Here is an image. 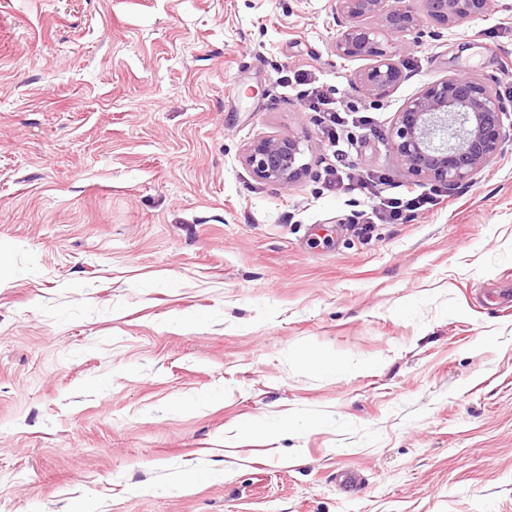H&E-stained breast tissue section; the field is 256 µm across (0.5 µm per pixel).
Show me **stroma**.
Returning <instances> with one entry per match:
<instances>
[{
    "label": "stroma",
    "instance_id": "35a3bbf8",
    "mask_svg": "<svg viewBox=\"0 0 512 512\" xmlns=\"http://www.w3.org/2000/svg\"><path fill=\"white\" fill-rule=\"evenodd\" d=\"M504 2L406 37L374 103L335 0H0V512H512V309L479 299L512 286ZM470 74L505 153L359 238L305 82L397 196L396 112ZM287 134L282 188L241 155Z\"/></svg>",
    "mask_w": 512,
    "mask_h": 512
}]
</instances>
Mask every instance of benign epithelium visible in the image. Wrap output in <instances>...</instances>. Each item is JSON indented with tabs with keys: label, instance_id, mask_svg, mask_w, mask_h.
Instances as JSON below:
<instances>
[{
	"label": "benign epithelium",
	"instance_id": "7a95c632",
	"mask_svg": "<svg viewBox=\"0 0 512 512\" xmlns=\"http://www.w3.org/2000/svg\"><path fill=\"white\" fill-rule=\"evenodd\" d=\"M497 0H336L339 26L336 55L369 61L354 77L364 97H387L405 75L396 60L406 36H439L496 10ZM505 106L496 89L478 75L448 76L405 99L388 131L398 172L420 182L450 188L471 183L504 153ZM304 150L292 136L267 137L250 144L242 163L260 179L281 187L308 170Z\"/></svg>",
	"mask_w": 512,
	"mask_h": 512
}]
</instances>
